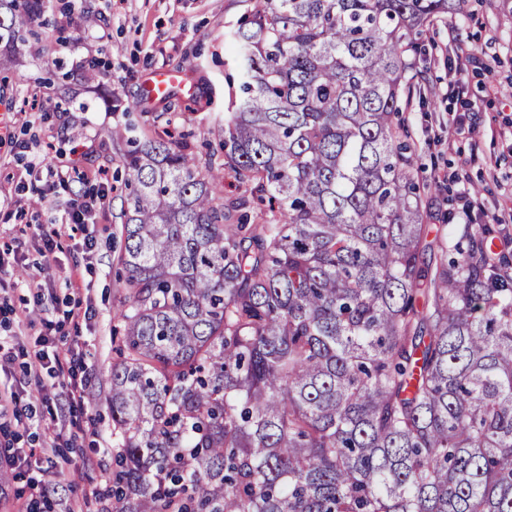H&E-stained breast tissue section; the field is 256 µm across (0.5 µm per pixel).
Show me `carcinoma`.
Wrapping results in <instances>:
<instances>
[{"mask_svg": "<svg viewBox=\"0 0 512 512\" xmlns=\"http://www.w3.org/2000/svg\"><path fill=\"white\" fill-rule=\"evenodd\" d=\"M461 2L256 0L224 162L130 139L112 512H512L509 239L427 241L400 116ZM49 7L0 0V57Z\"/></svg>", "mask_w": 512, "mask_h": 512, "instance_id": "obj_1", "label": "carcinoma"}]
</instances>
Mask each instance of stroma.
I'll use <instances>...</instances> for the list:
<instances>
[{
  "mask_svg": "<svg viewBox=\"0 0 512 512\" xmlns=\"http://www.w3.org/2000/svg\"><path fill=\"white\" fill-rule=\"evenodd\" d=\"M252 0H54L42 17L39 42L19 46L9 80L0 82V512H26L31 488L46 487L52 512H110L112 363L118 357L116 312L124 292L122 188L126 127L159 138L178 126L198 157L216 150L235 68L225 48ZM93 23H86V16ZM419 64L430 88L404 118L421 183L424 222L443 235L461 221L469 198L475 224L499 216L512 237V0H466L423 37ZM180 72L162 98L145 100L154 72ZM73 168L83 179L52 190L53 171ZM104 173L91 260H83L61 221L73 199ZM24 219H12L14 211ZM61 223L58 261L42 269L41 227ZM55 330L59 368L71 354L85 360L87 421L74 438L63 394L44 404L45 372L27 371L42 336ZM35 451L37 465L13 460Z\"/></svg>",
  "mask_w": 512,
  "mask_h": 512,
  "instance_id": "1",
  "label": "stroma"
}]
</instances>
